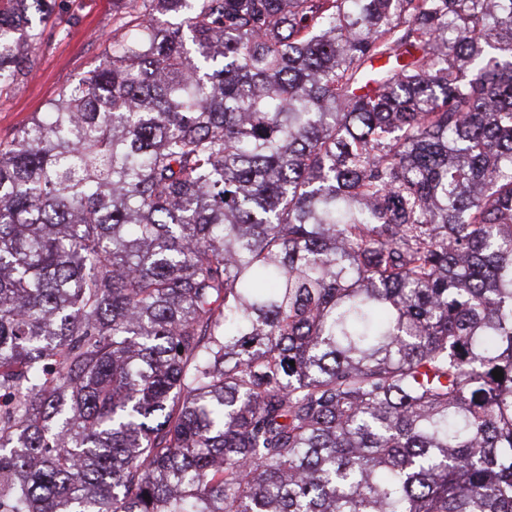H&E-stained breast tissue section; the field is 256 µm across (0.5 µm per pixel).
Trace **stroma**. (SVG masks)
I'll return each mask as SVG.
<instances>
[{
    "mask_svg": "<svg viewBox=\"0 0 512 512\" xmlns=\"http://www.w3.org/2000/svg\"><path fill=\"white\" fill-rule=\"evenodd\" d=\"M111 32L112 0H61L59 23L33 50L30 71L18 89L0 96V141L98 64Z\"/></svg>",
    "mask_w": 512,
    "mask_h": 512,
    "instance_id": "obj_1",
    "label": "stroma"
}]
</instances>
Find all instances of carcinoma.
<instances>
[{
    "mask_svg": "<svg viewBox=\"0 0 512 512\" xmlns=\"http://www.w3.org/2000/svg\"><path fill=\"white\" fill-rule=\"evenodd\" d=\"M119 2L0 141V512H512V0Z\"/></svg>",
    "mask_w": 512,
    "mask_h": 512,
    "instance_id": "carcinoma-1",
    "label": "carcinoma"
}]
</instances>
